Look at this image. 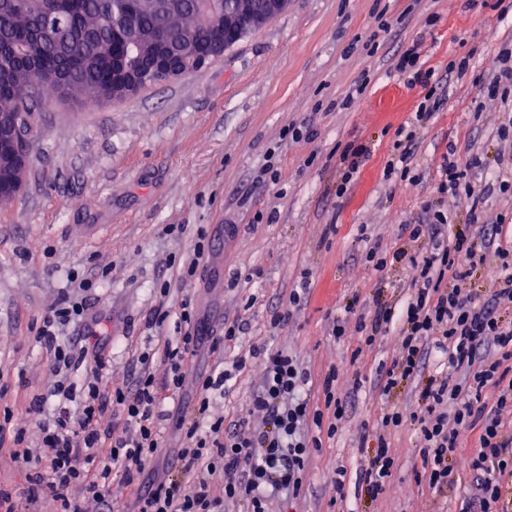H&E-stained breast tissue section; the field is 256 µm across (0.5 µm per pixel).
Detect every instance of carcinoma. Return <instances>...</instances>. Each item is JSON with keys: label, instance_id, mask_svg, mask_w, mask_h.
Here are the masks:
<instances>
[{"label": "carcinoma", "instance_id": "1", "mask_svg": "<svg viewBox=\"0 0 512 512\" xmlns=\"http://www.w3.org/2000/svg\"><path fill=\"white\" fill-rule=\"evenodd\" d=\"M240 0H53L44 15L40 0H27L23 13L15 0H0V148L32 131L38 92L52 87L87 101L121 99L125 87L112 77V49L126 68L144 74L141 87L160 82L149 72L159 41L174 32L210 63L221 58L213 46H233L244 35L236 20ZM26 164L0 168V207L20 190Z\"/></svg>", "mask_w": 512, "mask_h": 512}]
</instances>
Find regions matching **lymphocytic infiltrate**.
Instances as JSON below:
<instances>
[{
    "label": "lymphocytic infiltrate",
    "instance_id": "obj_1",
    "mask_svg": "<svg viewBox=\"0 0 512 512\" xmlns=\"http://www.w3.org/2000/svg\"><path fill=\"white\" fill-rule=\"evenodd\" d=\"M421 43H413L396 58L397 72L413 71L424 89L417 120L430 118L438 102L432 70L422 69ZM424 216L402 227L404 242L392 250L370 247L365 261L380 273L394 267L413 272V293L402 305L374 296L369 312L355 305L344 308L331 334L343 337L354 322L362 345L379 336H394L399 355L379 372L376 386L391 394L409 380H420L417 405L411 410L386 409L379 418L376 448L361 481L370 498L386 489L394 459L385 432L404 427L418 432L422 443L423 478L434 493L453 488L460 474L475 480L465 512H512V435L503 430L501 411H512V245L499 233L505 215L479 229L459 228L444 237L448 214L424 207ZM493 271L489 293L473 286L477 272ZM71 289L49 306L33 336L50 358L56 381L46 393H32L23 411L0 413V447L25 472L30 484L25 502L0 486V512H112L117 489H133L137 512H224L226 504L245 503L247 512H268L272 495L283 493L289 512L301 495L312 449L334 437L348 401L337 395L336 369L321 377L322 407L307 396L310 373L279 349L250 345L251 357L263 363V384L252 395V417L234 424L213 418L218 395L224 394L244 359L225 366L217 358L210 371H196L201 348L217 353L223 342L240 340L246 324L225 320L224 333L206 336L190 299L171 313L164 299L170 281L158 282L162 302L149 314V328L164 329L177 316L179 333L159 348L166 366L156 375L143 352L129 362L130 381L111 387L103 382L109 358L96 343L97 328L88 320V304L75 301L73 291L90 293L95 280L71 274ZM440 353L448 373L427 374L432 353ZM193 383L196 402L178 411L184 431L180 448L167 464L165 476L142 484L141 477L160 446L161 426L168 415L161 403ZM498 390L496 407L479 404L486 386ZM79 403L73 419L70 403ZM53 418L37 419L45 408ZM478 430V446L463 452L466 432Z\"/></svg>",
    "mask_w": 512,
    "mask_h": 512
}]
</instances>
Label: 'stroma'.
<instances>
[{
	"instance_id": "obj_1",
	"label": "stroma",
	"mask_w": 512,
	"mask_h": 512,
	"mask_svg": "<svg viewBox=\"0 0 512 512\" xmlns=\"http://www.w3.org/2000/svg\"><path fill=\"white\" fill-rule=\"evenodd\" d=\"M382 10L403 23L378 30L373 16ZM371 39L372 53L364 47ZM415 41L438 74L460 54H470L471 65L443 82L439 110L417 128L422 181L408 193L384 166L395 129L420 103L418 88L393 66ZM510 43L512 15L500 17L496 0H289L287 11L182 78L96 105L47 94L33 115L24 185L0 208V410L23 408L30 390L54 384L48 355L26 337L71 270L101 280L92 313L109 336L105 380L125 385L130 351L161 342L145 320L159 302L157 282L178 278L167 261L193 247L190 233L174 238L162 227L201 225L211 253L189 290L199 317L249 324L242 339L225 344L224 361L246 357L254 343L282 349L311 374L338 368L337 389L351 397L338 434L311 452L297 512H459L469 475L445 497L418 485L421 442L408 429L388 434L395 468L385 492L367 498L359 474L374 452L377 420L388 403L413 407L418 392L412 381L388 399L370 385L353 392V370L374 375L398 349L387 336L359 347L351 324L339 339L329 329L349 300L369 306L378 290L392 303L409 298L412 270L378 274L364 249L398 246L401 225L416 221L422 206L451 209L458 224L490 223L512 210V198L497 193L477 206L435 188L451 148L462 164L481 157L473 171L481 183L512 172L511 161L498 159L508 107L488 90L498 52ZM365 78L361 103L341 108ZM305 123L314 139H284L285 129ZM352 141L368 158L340 196L336 148ZM271 151L276 178L264 182ZM303 280L310 295L285 317L288 294ZM262 381V365L248 359L213 417L229 425L248 416Z\"/></svg>"
}]
</instances>
